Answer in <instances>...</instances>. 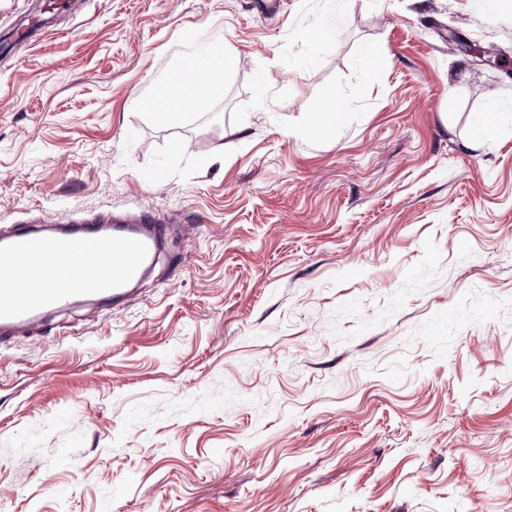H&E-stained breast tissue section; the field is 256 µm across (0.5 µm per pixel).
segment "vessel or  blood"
Returning <instances> with one entry per match:
<instances>
[{"instance_id":"b4317fda","label":"vessel or blood","mask_w":512,"mask_h":512,"mask_svg":"<svg viewBox=\"0 0 512 512\" xmlns=\"http://www.w3.org/2000/svg\"><path fill=\"white\" fill-rule=\"evenodd\" d=\"M172 225L141 210L72 229L15 225L0 234V342L34 335L46 316L81 298L120 304L154 264Z\"/></svg>"}]
</instances>
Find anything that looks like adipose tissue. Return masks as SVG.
<instances>
[{"mask_svg": "<svg viewBox=\"0 0 512 512\" xmlns=\"http://www.w3.org/2000/svg\"><path fill=\"white\" fill-rule=\"evenodd\" d=\"M234 63L233 56L212 45L198 46L183 58L175 77L162 80L156 91L142 102L143 108L158 123L166 124L197 109L218 94L224 72ZM349 119L348 102L336 91H329L318 109L312 112L308 129L321 136L332 135ZM512 129V102L495 101L476 113L471 134L487 142Z\"/></svg>", "mask_w": 512, "mask_h": 512, "instance_id": "1", "label": "adipose tissue"}]
</instances>
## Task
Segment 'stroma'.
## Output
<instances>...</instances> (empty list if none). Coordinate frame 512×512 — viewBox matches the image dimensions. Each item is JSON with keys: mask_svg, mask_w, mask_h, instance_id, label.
<instances>
[{"mask_svg": "<svg viewBox=\"0 0 512 512\" xmlns=\"http://www.w3.org/2000/svg\"><path fill=\"white\" fill-rule=\"evenodd\" d=\"M43 7L0 0V231L181 230L123 308L0 344V512H512V131L470 139L512 0H67L13 40ZM202 42L221 92L156 124ZM347 110V99L336 90L329 91L318 109L311 113L307 127L320 136H330L348 121Z\"/></svg>", "mask_w": 512, "mask_h": 512, "instance_id": "obj_1", "label": "stroma"}]
</instances>
